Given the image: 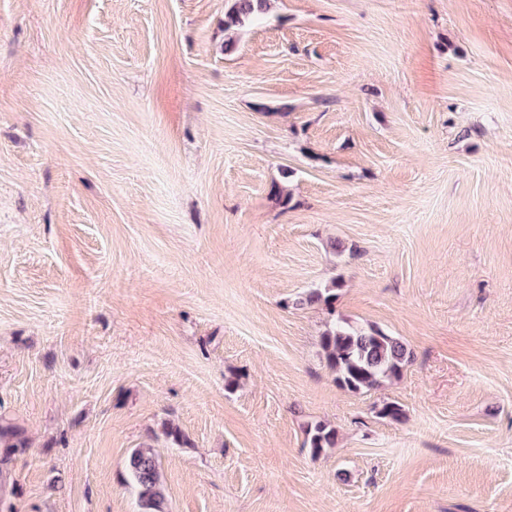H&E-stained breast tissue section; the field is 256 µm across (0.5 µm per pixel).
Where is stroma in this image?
<instances>
[{
    "label": "stroma",
    "mask_w": 512,
    "mask_h": 512,
    "mask_svg": "<svg viewBox=\"0 0 512 512\" xmlns=\"http://www.w3.org/2000/svg\"><path fill=\"white\" fill-rule=\"evenodd\" d=\"M226 8L0 0V512H512V0ZM268 0H231L224 14V28L230 30L242 25L246 19L261 14L268 7ZM340 287L338 280L334 279L330 284L325 285L323 288L309 289L303 296L296 302L297 305H310L319 306L326 310L331 316H334L335 310L333 304L336 300V288ZM319 346L337 384L354 394L399 378L410 360L396 337L373 326L354 327L336 316L326 324ZM305 435L307 448L314 456H319L336 445V429L322 421L307 424ZM126 468L130 481L138 490L142 512H163L165 493L154 448L133 449L127 458Z\"/></svg>",
    "instance_id": "obj_1"
}]
</instances>
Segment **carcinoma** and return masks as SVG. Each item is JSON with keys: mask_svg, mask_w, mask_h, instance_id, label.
Listing matches in <instances>:
<instances>
[{"mask_svg": "<svg viewBox=\"0 0 512 512\" xmlns=\"http://www.w3.org/2000/svg\"><path fill=\"white\" fill-rule=\"evenodd\" d=\"M268 7L267 0H231L224 14V30L242 25L245 20L261 14ZM338 280L321 288H311L298 299L297 305L319 306L334 315ZM319 346L327 365L336 374L337 384L354 394H363L400 377L410 360V352L399 339L379 328L354 327L343 320L331 319L326 324ZM376 417L400 422L405 417L403 406L396 401H386L375 407ZM306 445L314 456L336 446V429L325 422L311 423L305 428ZM0 445L21 448L14 427H0ZM127 473L138 490V500L143 512H163L165 502L161 481L160 463L153 448H135L127 458Z\"/></svg>", "mask_w": 512, "mask_h": 512, "instance_id": "1", "label": "carcinoma"}]
</instances>
